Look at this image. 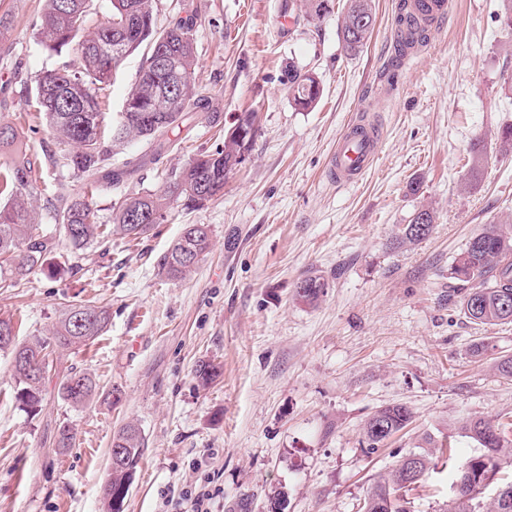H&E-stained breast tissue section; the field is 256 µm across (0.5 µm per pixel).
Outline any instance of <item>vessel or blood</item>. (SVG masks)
<instances>
[{
    "mask_svg": "<svg viewBox=\"0 0 512 512\" xmlns=\"http://www.w3.org/2000/svg\"><path fill=\"white\" fill-rule=\"evenodd\" d=\"M381 135L377 125L353 123L336 143L327 175L333 182L347 184L364 174L372 165Z\"/></svg>",
    "mask_w": 512,
    "mask_h": 512,
    "instance_id": "b4317fda",
    "label": "vessel or blood"
}]
</instances>
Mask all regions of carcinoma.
Returning a JSON list of instances; mask_svg holds the SVG:
<instances>
[{
	"instance_id": "1",
	"label": "carcinoma",
	"mask_w": 512,
	"mask_h": 512,
	"mask_svg": "<svg viewBox=\"0 0 512 512\" xmlns=\"http://www.w3.org/2000/svg\"><path fill=\"white\" fill-rule=\"evenodd\" d=\"M111 8L104 21L91 29L89 17L93 0H44L36 23L35 35L50 53L59 54L73 47L78 62L47 71L35 80L34 94L40 111L56 139L71 144L75 150L62 156L64 165L83 181V193L60 195L56 220L64 238L75 251L84 250L107 239L116 232L136 241L147 235L164 220L170 201L183 198L187 206H202L224 191V182L240 165L243 144L234 138H224L223 146L201 153L184 166L171 171L169 183L161 192L126 196L114 209L112 225L99 224L87 194L100 181L115 184L134 173L135 169L115 170L108 166L111 146L131 140H142L159 153L170 147L169 133L184 121L186 112H202L209 100L194 91L192 77L197 66L193 30L195 16L177 18L172 25L159 31L154 26L156 0H110ZM397 25L401 28L399 53L424 42L427 33L417 29L408 11L406 0L398 5ZM375 26L372 0H346L337 23V35L343 48L354 54L368 42ZM126 41V54L142 52V64L135 82L125 96L126 109L119 120L111 121L103 111L99 92L115 81L122 61L108 57L104 48L117 39ZM173 57L183 80L174 82L158 66L157 56ZM316 78L295 67L288 68V96L302 110L312 107L320 91H312ZM0 134V286L14 287L32 270L43 263L54 248L53 238L38 230L35 217V185L43 179V166L22 148L16 127L4 124ZM470 154V183H475L486 158L482 142L473 143ZM432 210L418 209L410 222L400 229V242L415 244L433 231ZM211 247L209 226L187 224L167 254L160 270L170 279H183L195 264L192 258L203 257ZM448 277L470 285L461 300V308L475 325L512 323V223L488 224L471 237L448 270ZM328 283L317 274L298 281L295 298L307 306H316L325 295ZM108 323L103 306L74 303L67 306L52 337L28 344L16 341L0 343V350L11 351L13 367L19 383L18 399L28 407L40 400L43 377L33 374V368L48 367V349L85 345L101 335ZM219 366L211 361L197 365L195 376L207 386L218 375ZM113 388L98 393L96 381L87 373H73L62 384L61 395L68 404L83 407L96 397L108 405L114 404ZM413 412L402 404L378 408L364 422L362 434L368 454L382 447L383 438L376 433L382 423L387 433L395 435L413 422ZM458 430L475 441L483 452L460 458L451 441L423 439L424 447L413 453L419 460L416 478L404 484L405 459L380 476L363 500L361 512H410L405 492L413 490L436 472L433 457L444 458L453 483L462 489L448 499L442 512H512V484L497 489L485 505L478 495L495 481L501 464L512 466V439H508L501 424L483 418H469ZM125 449L127 459L140 462L145 439L138 426L127 424L112 438V447ZM129 493L125 467L109 468L103 488L105 512H123Z\"/></svg>"
}]
</instances>
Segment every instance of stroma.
<instances>
[{
    "label": "stroma",
    "mask_w": 512,
    "mask_h": 512,
    "mask_svg": "<svg viewBox=\"0 0 512 512\" xmlns=\"http://www.w3.org/2000/svg\"><path fill=\"white\" fill-rule=\"evenodd\" d=\"M39 0H0V121L24 117L31 157L69 152L37 118L32 89L42 72L76 62L53 55L34 34ZM305 0H157L155 24L195 14V87L212 113H193L172 148L150 157L146 143L113 147L112 168L143 158L131 179L93 194L97 223L112 221L125 195L158 192L172 169L220 142L221 124L256 115L249 157L223 195L191 208L171 202L162 224L130 242L118 235L72 252L54 221L58 184L82 185L63 166L37 188L40 228L57 246L14 288L0 289V317L17 342L46 338L67 304L90 300L110 321L75 349H53L41 403L16 399L12 357L0 351V512H103L112 437L138 425L146 443L124 512H188L184 494L205 485L212 512H360L374 477L415 451L425 434L453 430L459 456L479 454L454 429L466 417L512 421V380L494 368L512 355V325L478 326L460 311L463 288L448 269L486 224L512 219V156L495 148L512 125V29L503 0H450L429 47L389 78L388 33L397 0H372L366 46L347 54L336 16L309 20ZM313 73L322 93L298 109L282 79L288 66ZM381 130L376 159L358 180L326 178L328 158L349 122ZM483 141L478 184L466 165ZM418 192H410V183ZM435 213L431 235L403 246L414 212ZM206 224L213 246L181 280L160 261L183 225ZM315 272L329 283L317 306L295 285ZM485 344L483 356L472 349ZM219 376L199 386V362ZM120 403L75 408L58 393L74 372ZM408 406L414 421L377 453L361 428L376 409ZM70 426V447L57 445Z\"/></svg>",
    "instance_id": "obj_1"
}]
</instances>
